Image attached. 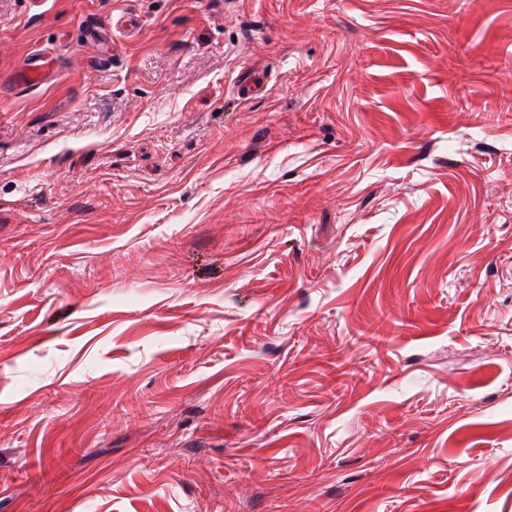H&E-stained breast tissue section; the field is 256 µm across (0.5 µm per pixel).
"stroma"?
Segmentation results:
<instances>
[{
  "label": "stroma",
  "instance_id": "obj_1",
  "mask_svg": "<svg viewBox=\"0 0 512 512\" xmlns=\"http://www.w3.org/2000/svg\"><path fill=\"white\" fill-rule=\"evenodd\" d=\"M36 49L0 512H512V0H0ZM140 20L138 15L123 11L118 14H113L112 17L107 18L104 21L103 26H98L99 32L109 34L114 40L115 35L119 33L122 36H131L137 32L139 28ZM58 75L59 66L54 58L31 54L14 76L13 85L18 89L36 90L54 81Z\"/></svg>",
  "mask_w": 512,
  "mask_h": 512
}]
</instances>
